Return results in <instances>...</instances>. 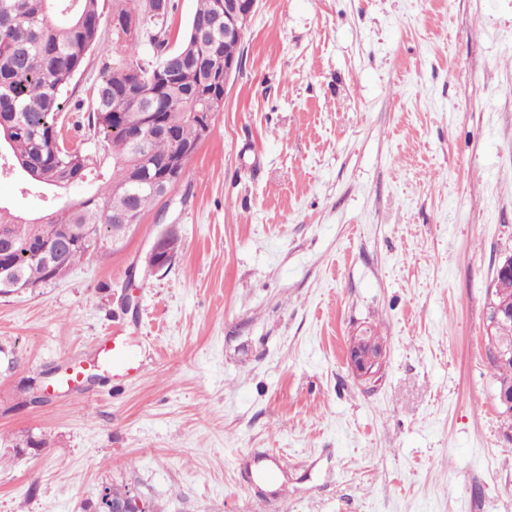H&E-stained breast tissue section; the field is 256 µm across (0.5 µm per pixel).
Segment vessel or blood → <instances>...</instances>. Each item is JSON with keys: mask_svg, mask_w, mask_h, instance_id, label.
I'll return each mask as SVG.
<instances>
[{"mask_svg": "<svg viewBox=\"0 0 512 512\" xmlns=\"http://www.w3.org/2000/svg\"><path fill=\"white\" fill-rule=\"evenodd\" d=\"M141 368L139 357L130 350L125 337L115 333L101 337L90 356L69 357L56 367L55 372L74 386L81 384L91 370L112 380L131 381L139 377Z\"/></svg>", "mask_w": 512, "mask_h": 512, "instance_id": "b4317fda", "label": "vessel or blood"}]
</instances>
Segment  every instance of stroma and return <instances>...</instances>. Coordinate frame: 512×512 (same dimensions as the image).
Segmentation results:
<instances>
[{
    "label": "stroma",
    "instance_id": "35a3bbf8",
    "mask_svg": "<svg viewBox=\"0 0 512 512\" xmlns=\"http://www.w3.org/2000/svg\"><path fill=\"white\" fill-rule=\"evenodd\" d=\"M101 41L68 103L125 44ZM241 59L121 247L0 294V512H95L106 483L151 512H512L485 338L512 255V0H258ZM166 224L180 252L145 273ZM367 325L371 384L346 359ZM115 330L136 381L31 403ZM385 349L379 336L368 327H362L349 337L347 356L349 365L358 379L374 382L385 360Z\"/></svg>",
    "mask_w": 512,
    "mask_h": 512
}]
</instances>
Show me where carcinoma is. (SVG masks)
I'll return each mask as SVG.
<instances>
[{
    "label": "carcinoma",
    "instance_id": "obj_1",
    "mask_svg": "<svg viewBox=\"0 0 512 512\" xmlns=\"http://www.w3.org/2000/svg\"><path fill=\"white\" fill-rule=\"evenodd\" d=\"M221 3L197 0L174 47L171 30L152 28L149 46L156 62L142 64L139 45L131 43L105 65L87 113L96 146L112 159L105 169L89 153L66 147L60 122L64 92L87 53L100 47L103 26L116 19L126 33L141 26L148 0H112L108 15L104 0H0V176H17L21 192L40 197L75 184L96 186L84 200L48 209L28 231H17L22 215L0 204V240L12 245L9 253L0 249V264L19 267L23 283L46 284L52 267L72 269L89 252L77 240L58 244L63 224L97 240L96 250H111L116 215L131 208L142 217L162 198L154 183L180 146H199L193 113L224 108V60L240 59L244 39L224 35ZM135 112L159 113L174 136L158 134L139 149ZM488 345L497 390L511 392L512 358L501 361L495 352L512 349V325L494 331Z\"/></svg>",
    "mask_w": 512,
    "mask_h": 512
}]
</instances>
